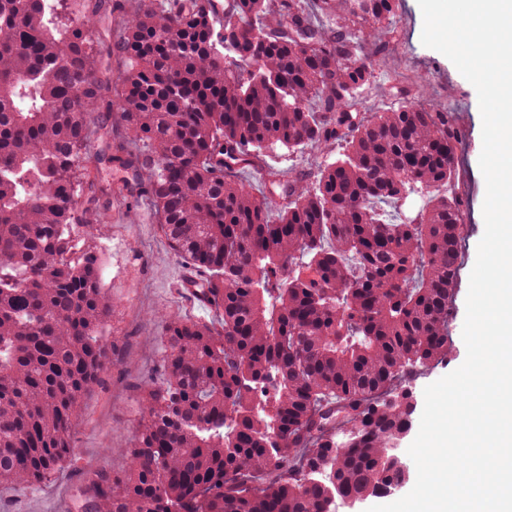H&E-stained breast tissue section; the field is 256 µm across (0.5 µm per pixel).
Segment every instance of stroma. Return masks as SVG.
<instances>
[{"label": "stroma", "mask_w": 512, "mask_h": 512, "mask_svg": "<svg viewBox=\"0 0 512 512\" xmlns=\"http://www.w3.org/2000/svg\"><path fill=\"white\" fill-rule=\"evenodd\" d=\"M399 41L392 52L377 58L374 81L365 91L369 106L390 105L387 91L395 76L418 78V99L452 114L461 132L456 176L450 195L466 198L465 238L461 247L459 286L450 311L448 334L452 352L426 368L422 382L413 384L422 396L427 384L458 368L465 360L462 338L470 272L484 233L482 205L485 181L478 160L482 150V120L478 95L454 64L421 42L423 16L418 0H398L395 12ZM89 171L103 193L102 212L89 209L85 194L75 198L84 219L96 222L97 233L80 239V248L96 253L109 295L117 304L108 322L112 361L100 383L89 393L77 422L74 455L53 484L36 483L24 490L0 486V512H83V477L91 468L120 472L129 463V443L140 417L138 387L152 373L161 355L159 316L210 322L208 313L190 309L176 294L175 273L183 260L169 248L147 205L129 204L118 174L104 165Z\"/></svg>", "instance_id": "stroma-1"}]
</instances>
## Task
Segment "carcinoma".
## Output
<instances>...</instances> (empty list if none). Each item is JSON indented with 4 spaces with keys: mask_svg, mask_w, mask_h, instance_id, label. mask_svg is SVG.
<instances>
[{
    "mask_svg": "<svg viewBox=\"0 0 512 512\" xmlns=\"http://www.w3.org/2000/svg\"><path fill=\"white\" fill-rule=\"evenodd\" d=\"M395 2L234 0L219 24L208 0H139L114 46L91 37L106 0L64 22V0H0V485L57 478L111 362L114 301L100 259L77 255L74 208L111 122L125 133L111 161L144 184L222 319L164 324L129 468L88 473L85 512H324L402 480L390 448L414 410L397 381L448 357L466 202L440 193L450 113L399 79L397 106H366ZM228 45L247 75L224 65ZM114 53L105 81L96 61ZM337 144L306 185L265 165L276 146ZM241 164L288 200L256 196ZM410 192L427 200L415 217L379 212Z\"/></svg>",
    "mask_w": 512,
    "mask_h": 512,
    "instance_id": "cac0c4a2",
    "label": "carcinoma"
}]
</instances>
